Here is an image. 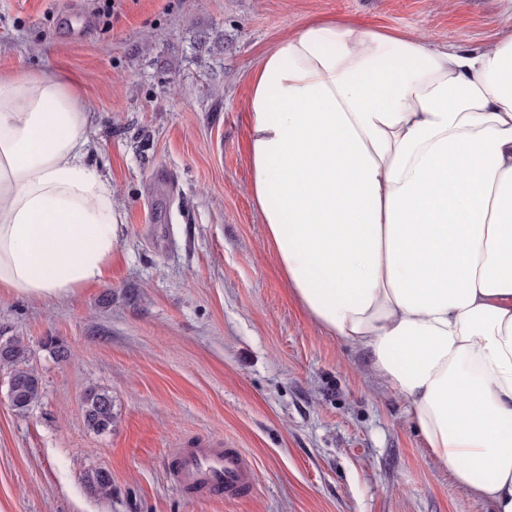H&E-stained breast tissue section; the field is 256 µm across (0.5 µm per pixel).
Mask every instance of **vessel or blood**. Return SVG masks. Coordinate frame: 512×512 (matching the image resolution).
<instances>
[{
  "label": "vessel or blood",
  "instance_id": "1",
  "mask_svg": "<svg viewBox=\"0 0 512 512\" xmlns=\"http://www.w3.org/2000/svg\"><path fill=\"white\" fill-rule=\"evenodd\" d=\"M252 476L250 460L237 448H181L173 457L172 480L191 495L239 497Z\"/></svg>",
  "mask_w": 512,
  "mask_h": 512
}]
</instances>
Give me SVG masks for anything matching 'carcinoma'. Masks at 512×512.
Listing matches in <instances>:
<instances>
[{
	"label": "carcinoma",
	"mask_w": 512,
	"mask_h": 512,
	"mask_svg": "<svg viewBox=\"0 0 512 512\" xmlns=\"http://www.w3.org/2000/svg\"><path fill=\"white\" fill-rule=\"evenodd\" d=\"M0 365L10 369L8 397L19 414L27 412L42 397L43 383L36 371L28 366V347L20 336L0 338ZM114 420L112 396L103 389L90 390L84 402V421L88 429L105 433ZM84 483L101 497L112 496V476L103 469L88 472Z\"/></svg>",
	"instance_id": "1"
}]
</instances>
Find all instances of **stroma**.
<instances>
[{
	"instance_id": "1",
	"label": "stroma",
	"mask_w": 512,
	"mask_h": 512,
	"mask_svg": "<svg viewBox=\"0 0 512 512\" xmlns=\"http://www.w3.org/2000/svg\"><path fill=\"white\" fill-rule=\"evenodd\" d=\"M313 20L474 50L512 27V5L0 0V74L71 83L123 226L103 283L52 302L0 292V336L24 338L43 382L17 413L0 366V512H493L431 456L368 355L305 313L268 243L251 73ZM92 388L112 396L104 434L84 422ZM199 443L248 455L250 492H177L171 453ZM95 469L111 473V498L86 487Z\"/></svg>"
}]
</instances>
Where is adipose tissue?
I'll return each mask as SVG.
<instances>
[{"instance_id": "1", "label": "adipose tissue", "mask_w": 512, "mask_h": 512, "mask_svg": "<svg viewBox=\"0 0 512 512\" xmlns=\"http://www.w3.org/2000/svg\"><path fill=\"white\" fill-rule=\"evenodd\" d=\"M252 193L307 314L367 352L460 490L512 512V30L491 46L312 21L247 100ZM60 77L0 76V290L101 282L121 232Z\"/></svg>"}]
</instances>
